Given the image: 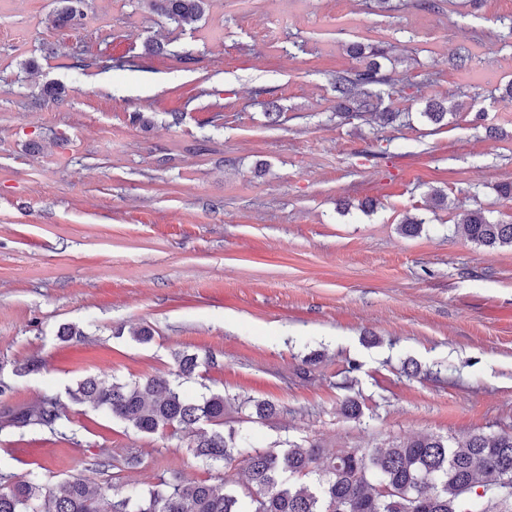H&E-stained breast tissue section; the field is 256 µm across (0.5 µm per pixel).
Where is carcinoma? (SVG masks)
Returning <instances> with one entry per match:
<instances>
[{
  "label": "carcinoma",
  "instance_id": "1",
  "mask_svg": "<svg viewBox=\"0 0 512 512\" xmlns=\"http://www.w3.org/2000/svg\"><path fill=\"white\" fill-rule=\"evenodd\" d=\"M48 16L55 28L81 24L83 0H57ZM177 24L200 19L206 0H142ZM360 67L337 75L332 88L336 113L358 117L377 111L374 86L387 81L379 59L382 48L348 47ZM448 108L430 99L423 116L439 124ZM455 232L488 248H512V224L493 222L479 211H465ZM203 366L195 354L175 357L176 376L190 378ZM79 404L107 410L113 418L144 434L169 430L188 433L194 457L224 472L214 482L190 480L143 493L132 487L119 494L97 476L107 463L92 464V476L65 478L52 485L32 480L0 483V512H496L504 489L512 491V434H472L455 445L421 436L389 448H352L324 452L319 446L290 444L284 450L256 449L249 438L224 432L226 399L212 393L199 399L165 377L121 382L106 372L88 375L68 391ZM265 401L254 403L251 422L276 414ZM212 426L197 431L200 423ZM47 428L66 435L60 400L44 397L0 417V431ZM243 464L233 471L234 462Z\"/></svg>",
  "mask_w": 512,
  "mask_h": 512
}]
</instances>
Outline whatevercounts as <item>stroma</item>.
Instances as JSON below:
<instances>
[{"label": "stroma", "instance_id": "stroma-1", "mask_svg": "<svg viewBox=\"0 0 512 512\" xmlns=\"http://www.w3.org/2000/svg\"><path fill=\"white\" fill-rule=\"evenodd\" d=\"M54 8L0 0V411L56 396L70 436L0 432V475L52 484L104 458L119 488L213 477L181 438L67 394L168 375L178 351L210 358L184 389L224 394L258 449L512 434V248L455 232L465 209L512 223V0H207L181 26L85 0L75 30L47 26ZM354 42L393 50L392 124L333 110ZM427 97L483 115L435 125ZM250 399L276 414L246 422Z\"/></svg>", "mask_w": 512, "mask_h": 512}]
</instances>
